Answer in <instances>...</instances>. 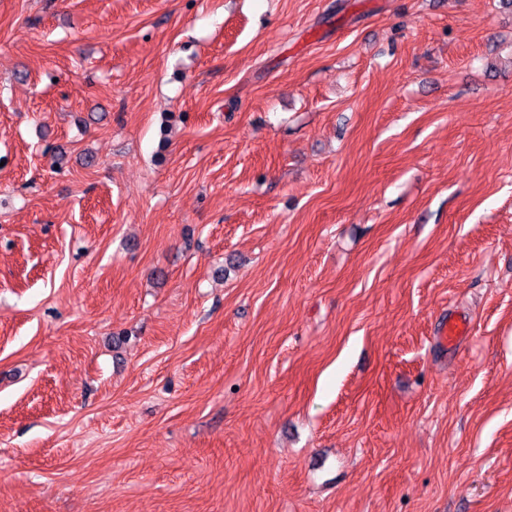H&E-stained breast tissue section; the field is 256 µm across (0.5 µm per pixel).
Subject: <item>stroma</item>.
<instances>
[{
  "instance_id": "stroma-1",
  "label": "stroma",
  "mask_w": 512,
  "mask_h": 512,
  "mask_svg": "<svg viewBox=\"0 0 512 512\" xmlns=\"http://www.w3.org/2000/svg\"><path fill=\"white\" fill-rule=\"evenodd\" d=\"M0 512H512V9L0 0Z\"/></svg>"
}]
</instances>
